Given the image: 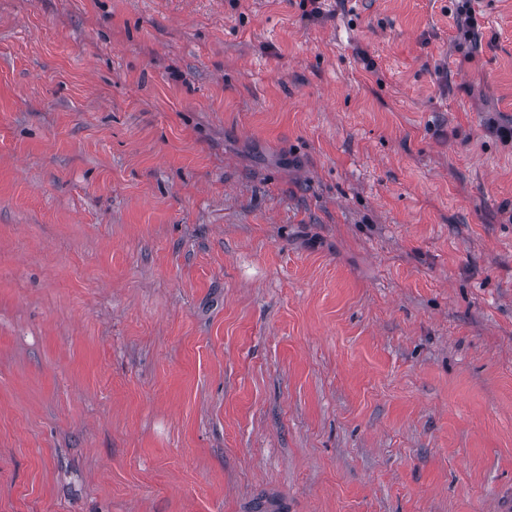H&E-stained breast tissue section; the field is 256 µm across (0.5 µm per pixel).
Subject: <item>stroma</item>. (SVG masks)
Returning a JSON list of instances; mask_svg holds the SVG:
<instances>
[{
  "label": "stroma",
  "instance_id": "1",
  "mask_svg": "<svg viewBox=\"0 0 512 512\" xmlns=\"http://www.w3.org/2000/svg\"><path fill=\"white\" fill-rule=\"evenodd\" d=\"M0 0V512H512V0Z\"/></svg>",
  "mask_w": 512,
  "mask_h": 512
}]
</instances>
